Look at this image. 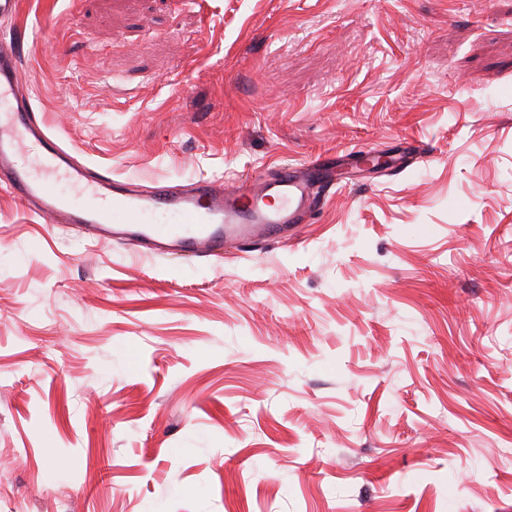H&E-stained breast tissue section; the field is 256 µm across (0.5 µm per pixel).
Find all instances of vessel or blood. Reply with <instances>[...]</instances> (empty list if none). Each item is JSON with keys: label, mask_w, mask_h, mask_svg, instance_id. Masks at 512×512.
Here are the masks:
<instances>
[{"label": "vessel or blood", "mask_w": 512, "mask_h": 512, "mask_svg": "<svg viewBox=\"0 0 512 512\" xmlns=\"http://www.w3.org/2000/svg\"><path fill=\"white\" fill-rule=\"evenodd\" d=\"M328 161L280 165L270 176L227 185L198 179L143 187L78 161L36 118L23 91L20 58L0 42V187L48 224H71L91 240H109L168 259L191 260L227 248L284 237L319 204Z\"/></svg>", "instance_id": "obj_1"}]
</instances>
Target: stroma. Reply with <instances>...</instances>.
Returning a JSON list of instances; mask_svg holds the SVG:
<instances>
[{
    "label": "stroma",
    "mask_w": 512,
    "mask_h": 512,
    "mask_svg": "<svg viewBox=\"0 0 512 512\" xmlns=\"http://www.w3.org/2000/svg\"><path fill=\"white\" fill-rule=\"evenodd\" d=\"M36 116L148 186L370 147L192 262L0 189L5 512H512V0H21Z\"/></svg>",
    "instance_id": "35a3bbf8"
}]
</instances>
